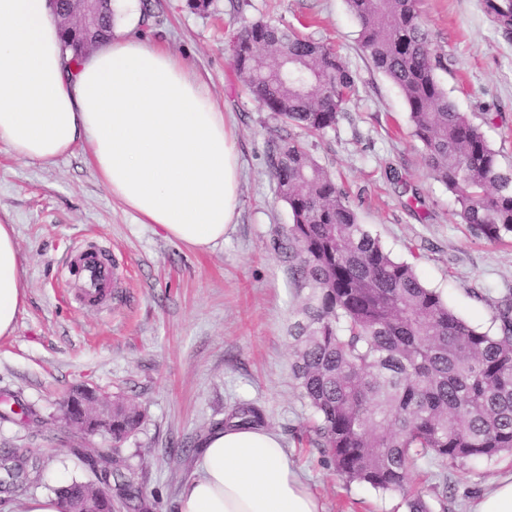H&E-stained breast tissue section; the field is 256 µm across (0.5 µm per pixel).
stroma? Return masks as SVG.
Returning <instances> with one entry per match:
<instances>
[{
	"instance_id": "stroma-1",
	"label": "stroma",
	"mask_w": 512,
	"mask_h": 512,
	"mask_svg": "<svg viewBox=\"0 0 512 512\" xmlns=\"http://www.w3.org/2000/svg\"><path fill=\"white\" fill-rule=\"evenodd\" d=\"M151 5L145 36L206 81L234 127L238 213L223 243L194 251L113 200L82 148L42 165L0 145V224L15 227L25 291L13 333L0 337V448L45 464L41 481L20 496L0 493V512H24L29 499L51 495L57 472L88 480L75 452L106 440L84 439L62 421V401L80 384L122 394L143 413L118 460L154 512H178L193 443L250 402L263 409L323 512H408L400 495L346 483L320 448L297 440L311 419L292 372L307 291L292 280L280 247L291 222L269 162L280 124L243 92L231 64L234 33L264 20L336 49L357 76L358 94L335 129L309 140L311 154L343 182L361 223L393 257L412 262L459 316L492 334L499 304L512 298V244L478 239L461 223L453 195L424 165L400 90L361 52L345 0H213L204 15L185 0ZM419 9L444 58L437 75L450 98L477 123L495 112L483 132L501 167H512V38L482 0H419ZM88 243L111 256L118 278L101 309L79 303L69 272L74 249ZM506 473L512 456L456 469L433 460L419 462L411 481L447 486L448 512H468L485 484Z\"/></svg>"
}]
</instances>
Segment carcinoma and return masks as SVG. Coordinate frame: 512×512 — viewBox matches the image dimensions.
Wrapping results in <instances>:
<instances>
[{
    "instance_id": "obj_1",
    "label": "carcinoma",
    "mask_w": 512,
    "mask_h": 512,
    "mask_svg": "<svg viewBox=\"0 0 512 512\" xmlns=\"http://www.w3.org/2000/svg\"><path fill=\"white\" fill-rule=\"evenodd\" d=\"M358 45L373 68L403 94L413 136L430 175L454 195L458 216L474 236L512 239V169L481 127L461 112L440 83L418 0H347ZM486 13L512 36V0H484ZM111 16L88 39L107 40ZM272 64L261 67L257 54ZM233 66L249 94L284 124L310 136L336 127L356 92V77L327 43L287 26L257 21L235 39ZM280 198L288 205L292 278L309 289L293 350L302 399L312 409L317 444L350 483L400 494L408 512H446L448 488L436 504L411 485L418 462L453 468L468 459L512 454V303L498 308L491 335L458 317L414 267L394 259L361 224L335 178L293 134L270 149ZM238 420L259 426L261 408L244 404L213 428ZM143 413L112 397V454L134 436ZM0 489L40 478L42 464L17 452L0 455ZM112 488L125 512H151L134 480L113 465ZM61 512H107L85 482L54 489Z\"/></svg>"
}]
</instances>
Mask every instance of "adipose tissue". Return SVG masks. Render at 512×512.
<instances>
[{
  "label": "adipose tissue",
  "mask_w": 512,
  "mask_h": 512,
  "mask_svg": "<svg viewBox=\"0 0 512 512\" xmlns=\"http://www.w3.org/2000/svg\"><path fill=\"white\" fill-rule=\"evenodd\" d=\"M115 33L75 65L53 0H0V144L48 164L86 146L114 199L189 249L223 241L239 206L236 136L193 70L144 38L139 0H114ZM14 225L0 224V337L25 301ZM179 512H322L273 431L210 434Z\"/></svg>",
  "instance_id": "obj_1"
}]
</instances>
